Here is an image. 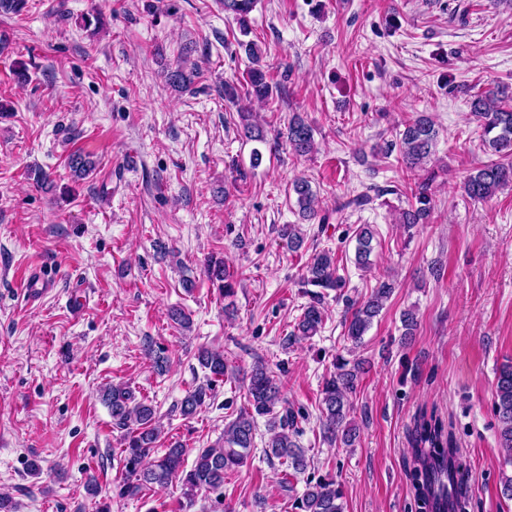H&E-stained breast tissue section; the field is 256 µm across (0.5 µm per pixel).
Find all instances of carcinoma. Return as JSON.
<instances>
[{
  "instance_id": "carcinoma-1",
  "label": "carcinoma",
  "mask_w": 512,
  "mask_h": 512,
  "mask_svg": "<svg viewBox=\"0 0 512 512\" xmlns=\"http://www.w3.org/2000/svg\"><path fill=\"white\" fill-rule=\"evenodd\" d=\"M258 0H221L224 12L232 15L239 23L242 36L250 34L247 17ZM249 56L251 66L246 72L245 95L257 100H265L273 93L276 84L264 67L260 65V55L251 40H241ZM169 84L176 90H187L193 83V74L178 68L167 74ZM471 111L482 137L499 160L492 161L471 172L464 182L465 193L475 201L492 197L499 189L512 187V106L506 104V97L493 93L475 96ZM242 127L247 139L265 142V135L250 119V113H240ZM286 141L293 153L306 156L314 151V138L311 126L296 115L288 122ZM437 138V130L430 116L421 113L399 134L398 149L406 169L415 173L424 169L432 155ZM434 176L430 173L417 178L410 188L415 202L402 211L399 223L409 230L418 224L430 223L432 216L431 187ZM297 203L302 217L312 220L318 215V201L309 182L298 179L293 183ZM355 260L359 267L368 269L372 265L371 253L374 233L369 224H362L355 230ZM280 240L290 250L302 245L303 237L297 225L285 224L280 230ZM210 278L219 282V291L224 297L234 296L233 283L226 276L222 261H210ZM304 283L314 287L310 292L311 301L304 307L293 335L313 336L322 327L324 314L321 301L325 291H338L344 287V280L338 274L336 257L330 251H319L312 255L306 266ZM392 292V284L381 282L370 296L361 302L347 303L349 315L344 319L347 338L353 343L361 342L372 320L382 311ZM200 366L213 378L228 374V362L224 353L202 348L197 355ZM361 363H350L339 357L336 359V372L325 379L321 395V425L323 436L328 442L339 441L352 446L353 428L347 422L350 410L349 397L355 393L360 376ZM211 383L199 385L181 402V412L185 416L196 414L207 399L211 398ZM105 401L112 414L113 425L125 431V448L121 449L122 476L118 496L135 497L156 487H165L177 481L181 483L185 501L180 503L179 512H187L195 505L198 491L218 493L224 488V477L242 466L255 447L256 417L268 418L270 438L265 445V453L288 462L296 472L308 466L306 452L293 439L297 434L296 416L286 409L278 413L281 403V380L263 364L256 366L249 377L244 398L247 407L234 419L224 425V434L216 443L198 449L190 469H184V448L178 443L161 450L157 448L160 429L156 426V411L152 404L136 400L132 390L123 384L110 385L104 390ZM494 413L500 427L505 461L512 463V366L503 368L497 377L494 396ZM412 446L421 461V497L431 504V488L436 484V476L445 470L456 472L463 466L461 452L452 432L447 430L439 419L423 413L416 421ZM448 497L447 512H457L463 507L466 498L465 488L455 483L443 489ZM342 491L333 480H319L307 483L302 496L295 499L294 509L298 512H344Z\"/></svg>"
}]
</instances>
